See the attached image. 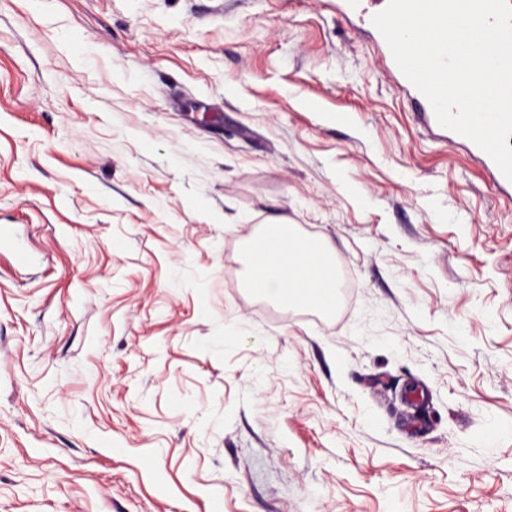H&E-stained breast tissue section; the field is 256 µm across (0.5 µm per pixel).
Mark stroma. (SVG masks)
<instances>
[{
    "label": "stroma",
    "mask_w": 512,
    "mask_h": 512,
    "mask_svg": "<svg viewBox=\"0 0 512 512\" xmlns=\"http://www.w3.org/2000/svg\"><path fill=\"white\" fill-rule=\"evenodd\" d=\"M343 2L0 0V512H512V199ZM375 2L382 4V8L378 11L380 12L383 10L388 0H375ZM376 12V13H378ZM374 13V14H376ZM373 14V15H374ZM371 15L367 20V25L371 26L372 29L375 30V32L378 34L381 42L383 43L384 47L387 48V58H388V64L391 72L393 75L398 79V83L403 91H405L406 94L410 95L412 101L417 106L419 112L418 115L420 119L426 124L428 129L439 136H450L453 140L461 143L464 145L469 153L476 157L480 163L482 164L483 168L487 172L489 182L492 184V186L495 188L497 193L502 194L507 197H512V181L507 180L504 175L501 173L498 166L495 164V162L483 151L481 150L476 144H474L469 139L454 133L448 129H445L439 125L437 122V119L435 117V114L433 112V109L429 103V101L426 99V97L417 90L410 82L409 80L403 75L401 70L399 69L398 65L396 64L394 57L392 55V52L386 43L385 39L381 35V33L374 27L372 24V16ZM261 261L266 268L262 283L252 276ZM244 284L285 307L308 306L333 312L338 301L333 254L322 240H312L282 221L265 224L245 247Z\"/></svg>",
    "instance_id": "stroma-1"
}]
</instances>
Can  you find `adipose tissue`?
Wrapping results in <instances>:
<instances>
[{"label":"adipose tissue","instance_id":"1","mask_svg":"<svg viewBox=\"0 0 512 512\" xmlns=\"http://www.w3.org/2000/svg\"><path fill=\"white\" fill-rule=\"evenodd\" d=\"M264 264L266 277L255 283L252 270ZM244 284L256 288L273 302L286 307L308 306L332 312L338 289L333 254L322 240L299 234L294 225L275 221L264 225L245 247Z\"/></svg>","mask_w":512,"mask_h":512}]
</instances>
